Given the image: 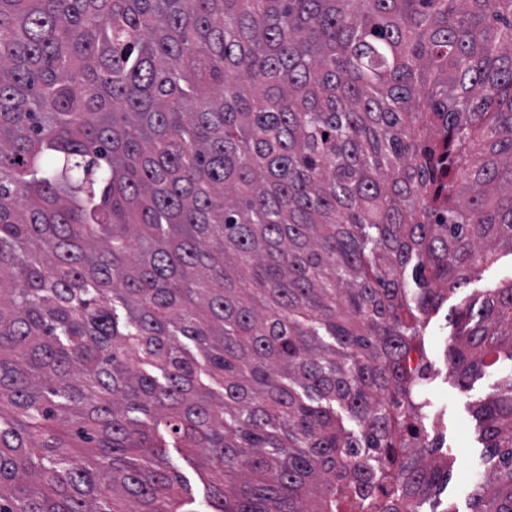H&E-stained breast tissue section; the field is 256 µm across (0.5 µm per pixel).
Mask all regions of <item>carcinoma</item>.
<instances>
[{"label": "carcinoma", "instance_id": "obj_1", "mask_svg": "<svg viewBox=\"0 0 512 512\" xmlns=\"http://www.w3.org/2000/svg\"><path fill=\"white\" fill-rule=\"evenodd\" d=\"M503 248L512 0H0V512H429ZM452 325L512 512V274ZM497 261L479 268L472 276L470 288L445 300L437 312L430 314L429 327L424 340L425 362L429 365L430 378L424 381V396L431 402L439 432L445 436L448 448H442L433 457L442 462L448 478L440 485L437 510L449 508L456 512L468 511L469 496L476 476L488 470L479 444L476 420L472 405L490 392L485 379L462 391L449 375L448 346L451 344L453 326L449 315L461 300L475 290L489 288L511 270V255L500 252ZM448 449V462L444 454ZM171 463L186 477L188 480L190 487L192 489L193 495L196 497L197 501L201 506H205L204 503V486L197 475L195 469H193L187 462H185L182 457L177 454L175 451H171L170 454Z\"/></svg>", "mask_w": 512, "mask_h": 512}]
</instances>
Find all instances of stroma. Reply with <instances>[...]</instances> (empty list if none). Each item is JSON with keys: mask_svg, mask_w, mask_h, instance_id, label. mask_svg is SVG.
Returning <instances> with one entry per match:
<instances>
[{"mask_svg": "<svg viewBox=\"0 0 512 512\" xmlns=\"http://www.w3.org/2000/svg\"><path fill=\"white\" fill-rule=\"evenodd\" d=\"M461 300V295L451 296L437 312L430 314L424 340V356L430 369L424 394L431 402L437 427L448 443V460L444 464L448 476L437 496L440 512H467L473 482L486 469L472 411L474 403L489 393V385L480 380L464 391L449 374L448 347L453 332L449 316Z\"/></svg>", "mask_w": 512, "mask_h": 512, "instance_id": "35a3bbf8", "label": "stroma"}]
</instances>
